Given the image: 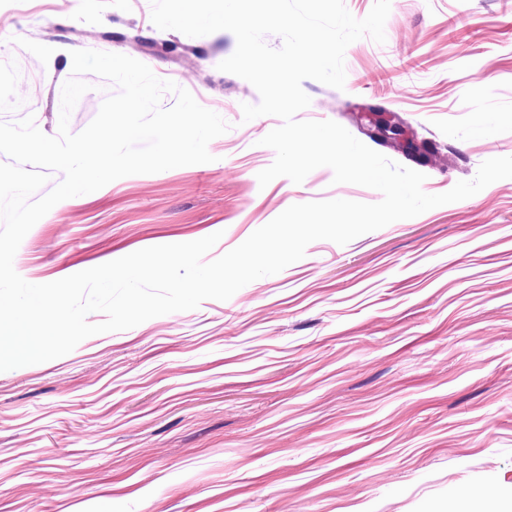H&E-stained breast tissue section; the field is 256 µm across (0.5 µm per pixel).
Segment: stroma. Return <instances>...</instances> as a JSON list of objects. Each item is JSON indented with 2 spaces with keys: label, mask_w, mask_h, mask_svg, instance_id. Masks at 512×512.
<instances>
[{
  "label": "stroma",
  "mask_w": 512,
  "mask_h": 512,
  "mask_svg": "<svg viewBox=\"0 0 512 512\" xmlns=\"http://www.w3.org/2000/svg\"><path fill=\"white\" fill-rule=\"evenodd\" d=\"M150 0H19L0 17V57L34 76L29 113L56 135L71 51L121 53L187 77L230 123L210 163L130 175L40 219L14 258L48 283L137 250L221 233L214 260L286 208L381 200L330 168L299 184L257 174L275 159L274 116L220 71L229 31L157 29ZM385 43L345 52L338 90L313 79L303 120L364 139L363 110L399 116L437 154L429 194L512 156V0H391ZM70 115L82 131L108 81ZM494 118L477 130L480 114ZM512 512V179L303 259L229 300L94 335L72 352L0 372V512Z\"/></svg>",
  "instance_id": "35a3bbf8"
}]
</instances>
